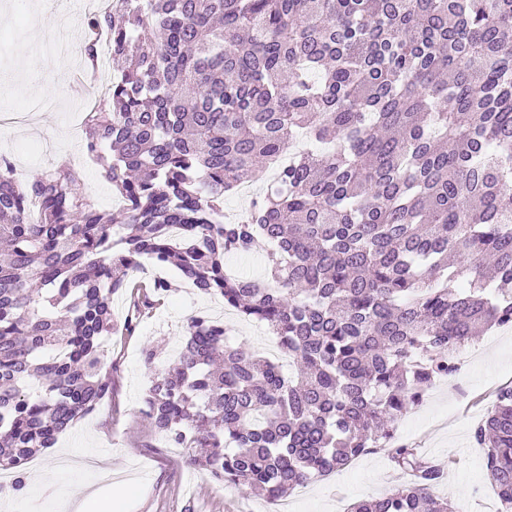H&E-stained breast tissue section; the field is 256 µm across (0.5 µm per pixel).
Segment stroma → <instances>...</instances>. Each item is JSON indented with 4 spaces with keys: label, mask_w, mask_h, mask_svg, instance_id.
Returning <instances> with one entry per match:
<instances>
[{
    "label": "stroma",
    "mask_w": 512,
    "mask_h": 512,
    "mask_svg": "<svg viewBox=\"0 0 512 512\" xmlns=\"http://www.w3.org/2000/svg\"><path fill=\"white\" fill-rule=\"evenodd\" d=\"M48 61L53 69L47 80L0 71V110L27 109L36 95L57 103L42 112L34 131H17L0 140V154L21 164L26 180L56 169L77 150L67 134L69 123L79 118L67 90L77 59L52 55ZM198 312L220 315L232 345L266 356L276 343L264 327L226 308L222 298L178 286L134 335L119 330L104 337L110 399L37 455L26 470L24 491L0 501V512H58L62 504L91 493L97 499L90 512H278L263 496L216 484L205 470L188 465L182 449L168 447L164 435L140 412L145 390L164 360L178 355L186 321ZM149 343L163 349L161 362L152 366L141 357ZM466 353L456 375L428 390L420 407L398 422L397 431L423 457L444 467L445 478L435 494L450 495L463 512H497L499 501L472 430L485 414L492 390L512 384V330H490L469 343ZM406 480L387 450L378 449L341 472L295 489L286 498L288 512H336L337 503L381 496Z\"/></svg>",
    "instance_id": "35a3bbf8"
}]
</instances>
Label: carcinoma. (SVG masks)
Listing matches in <instances>:
<instances>
[{
  "label": "carcinoma",
  "instance_id": "1",
  "mask_svg": "<svg viewBox=\"0 0 512 512\" xmlns=\"http://www.w3.org/2000/svg\"><path fill=\"white\" fill-rule=\"evenodd\" d=\"M103 30L122 68L85 148L124 208L100 210L68 164L19 183L0 155L12 488L110 393L112 296L129 295L131 333L171 292L132 278L147 259L263 324L298 365L286 375L191 316L141 409L188 463L275 504L385 448L409 481L350 512H459L430 493L441 467L395 431L456 374V350L512 327V0H112L85 18L91 66ZM269 170L225 222L224 195ZM261 241L269 280L227 271L225 253ZM474 439L512 512V386Z\"/></svg>",
  "mask_w": 512,
  "mask_h": 512
}]
</instances>
